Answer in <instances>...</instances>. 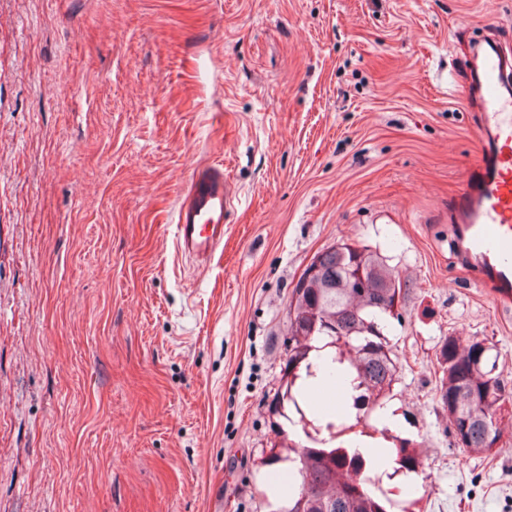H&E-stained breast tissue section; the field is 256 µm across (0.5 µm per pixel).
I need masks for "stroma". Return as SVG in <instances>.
I'll list each match as a JSON object with an SVG mask.
<instances>
[{
    "label": "stroma",
    "instance_id": "obj_1",
    "mask_svg": "<svg viewBox=\"0 0 512 512\" xmlns=\"http://www.w3.org/2000/svg\"><path fill=\"white\" fill-rule=\"evenodd\" d=\"M512 0H0V512H278L316 409L278 403L292 288L321 250L379 253L410 290L399 374L338 434L410 443L387 512H512V401L491 451L436 399L445 338L495 345L512 302L454 259L476 161L469 45ZM235 192L210 266L175 252L193 167Z\"/></svg>",
    "mask_w": 512,
    "mask_h": 512
}]
</instances>
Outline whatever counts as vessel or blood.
I'll use <instances>...</instances> for the list:
<instances>
[{"mask_svg":"<svg viewBox=\"0 0 512 512\" xmlns=\"http://www.w3.org/2000/svg\"><path fill=\"white\" fill-rule=\"evenodd\" d=\"M464 90L477 112L481 156L475 177L454 199L461 264L493 288L497 298L512 299V50L492 37L476 41ZM235 195L217 165L195 167L174 214L178 253L201 262L213 260L224 246V222Z\"/></svg>","mask_w":512,"mask_h":512,"instance_id":"obj_1","label":"vessel or blood"}]
</instances>
